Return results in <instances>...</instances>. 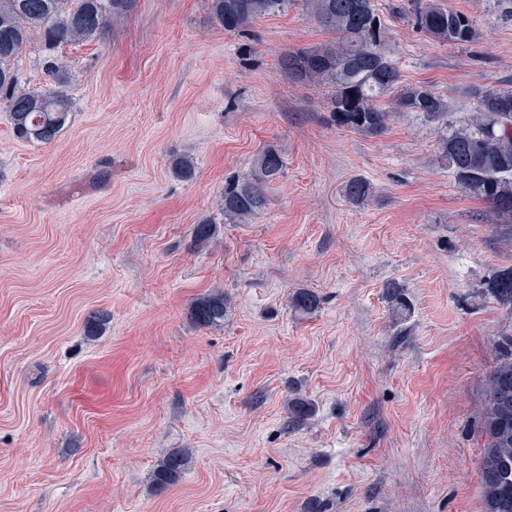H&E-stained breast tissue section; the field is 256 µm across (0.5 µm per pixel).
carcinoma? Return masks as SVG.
<instances>
[{
    "mask_svg": "<svg viewBox=\"0 0 512 512\" xmlns=\"http://www.w3.org/2000/svg\"><path fill=\"white\" fill-rule=\"evenodd\" d=\"M300 1L314 19L336 39L315 49L289 52L287 68L303 80L329 88L328 109L336 126L366 137L383 135L392 111L413 112L427 123L444 125L438 158L449 175L472 197L490 205L504 222L512 223V84L474 86V112L452 120L448 101L426 84H403L398 64L385 52L388 39L372 0H206L212 20L227 30H240L254 19L279 13ZM135 6V0H0V109L9 115L15 136L28 142L50 143L65 128L73 112L66 88L73 80L59 55L68 45L103 38L110 21ZM404 11L413 25L436 41L466 47L478 36L475 20L438 0H406ZM44 46L40 65L47 82L30 88L17 69L23 47L33 35ZM392 110L383 108L384 97ZM284 160L272 148L261 152L243 177L224 183L223 211L230 221H246L267 205L266 187L281 177ZM370 184L352 179L346 195L366 201ZM386 299L399 319L410 315L404 287L389 280ZM486 294L512 307V272L495 280ZM303 314L317 311L321 297L299 289L291 298ZM230 308L224 292L200 297L190 316L199 327L224 324ZM485 445L479 462V490L485 512H512V334L498 337L495 363L482 407ZM191 457L186 449L164 455L152 471L160 486L177 483Z\"/></svg>",
    "mask_w": 512,
    "mask_h": 512,
    "instance_id": "cac0c4a2",
    "label": "carcinoma"
}]
</instances>
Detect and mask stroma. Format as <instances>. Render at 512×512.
<instances>
[{"label": "stroma", "instance_id": "35a3bbf8", "mask_svg": "<svg viewBox=\"0 0 512 512\" xmlns=\"http://www.w3.org/2000/svg\"><path fill=\"white\" fill-rule=\"evenodd\" d=\"M403 2L375 0L405 83L464 117L471 85L512 79V0H441L475 20L465 48ZM332 38L299 4L230 31L206 0H138L63 49L75 108L53 142L0 112V512H483L479 412L512 333L484 290L512 268V224L438 162L439 126L337 127L326 85L281 67ZM269 147L285 168L266 208L226 220L225 181ZM390 280L412 308L399 324ZM302 288L316 313L291 307ZM219 290L223 325L196 327ZM298 397L315 410L294 425ZM177 448L190 468L154 485ZM321 297L310 289H299L291 298L293 308L303 314H311L317 311L321 305ZM230 308L229 300L223 291H215L204 295L192 305L190 316L198 327H216L223 325ZM191 457L186 449L172 450L164 455L152 471V482L160 486L177 483L187 471Z\"/></svg>", "mask_w": 512, "mask_h": 512}]
</instances>
